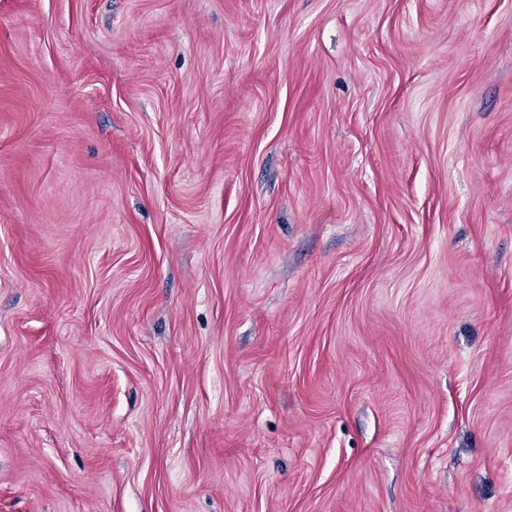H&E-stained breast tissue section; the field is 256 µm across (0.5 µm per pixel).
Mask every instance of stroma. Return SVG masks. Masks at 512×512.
Returning <instances> with one entry per match:
<instances>
[{
  "label": "stroma",
  "instance_id": "1",
  "mask_svg": "<svg viewBox=\"0 0 512 512\" xmlns=\"http://www.w3.org/2000/svg\"><path fill=\"white\" fill-rule=\"evenodd\" d=\"M0 512H512V0H0Z\"/></svg>",
  "mask_w": 512,
  "mask_h": 512
}]
</instances>
